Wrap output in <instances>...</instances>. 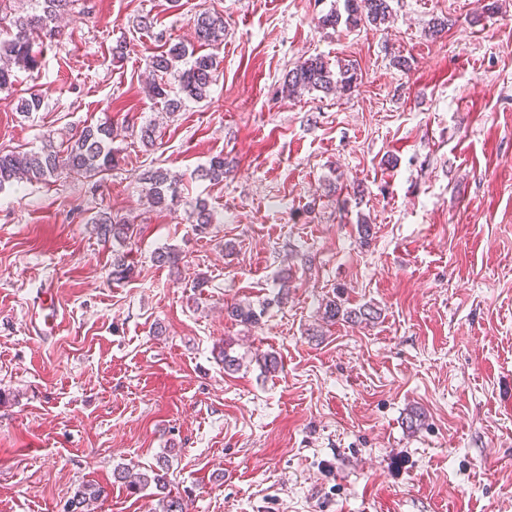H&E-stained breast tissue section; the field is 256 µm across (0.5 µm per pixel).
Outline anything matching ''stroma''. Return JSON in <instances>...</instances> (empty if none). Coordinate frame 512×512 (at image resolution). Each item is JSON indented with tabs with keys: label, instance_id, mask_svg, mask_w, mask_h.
Segmentation results:
<instances>
[{
	"label": "stroma",
	"instance_id": "35a3bbf8",
	"mask_svg": "<svg viewBox=\"0 0 512 512\" xmlns=\"http://www.w3.org/2000/svg\"><path fill=\"white\" fill-rule=\"evenodd\" d=\"M489 2L390 0L385 24L331 28L344 0H75L61 38L33 45L42 72L0 94V150L108 121L120 164L93 188L0 190V512H62L89 482L108 492L98 512H153L112 471L162 456L190 512H512V0ZM202 11L224 16L220 76L170 114L144 91L157 43L135 19L189 43ZM435 18L451 24L433 38ZM316 55L359 87L282 94ZM149 120L151 151L134 132ZM219 154L232 173L198 180ZM149 166L179 176L176 212L148 208ZM199 197L221 218L203 237ZM101 210L137 226L131 280L110 276ZM161 247L183 252L181 278L154 265ZM46 290L59 326L41 338ZM331 298L381 316L324 322ZM234 302L264 307L259 327L225 318Z\"/></svg>",
	"mask_w": 512,
	"mask_h": 512
}]
</instances>
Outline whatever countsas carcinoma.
I'll use <instances>...</instances> for the list:
<instances>
[{
    "label": "carcinoma",
    "instance_id": "cac0c4a2",
    "mask_svg": "<svg viewBox=\"0 0 512 512\" xmlns=\"http://www.w3.org/2000/svg\"><path fill=\"white\" fill-rule=\"evenodd\" d=\"M74 0H33L29 10L15 9L11 0H0V94H12L16 82L15 69L34 72L41 65V57L33 50V37L43 35L50 39L59 34L56 21L64 15ZM389 0H345L346 16L331 12L321 19L324 26L336 27L380 25L389 17ZM194 38L212 52L197 55L182 42L168 43L166 50L145 58L146 68L154 73L169 75L177 82L172 86L167 81L155 82L148 88L154 99L164 101L168 113L179 111L189 99L202 102L210 95L219 74L220 60L217 50L224 42V16L218 12L204 11L193 19ZM358 87V75L351 65H344L333 71L328 62L320 56L309 57L288 70L283 90L290 95L303 91L325 93L339 89L352 92ZM44 93L37 88L21 100L20 112L29 115L42 107ZM114 130L109 122L88 125L70 137L55 143L47 138L41 147L33 152H0V190L22 181H48L68 177H82L96 186L94 179L111 171L118 164L112 150ZM139 142L151 150L157 144L156 125L148 122L139 127ZM226 174L224 156L216 155L197 170V178L211 183L224 181ZM145 198L152 209L173 211L181 204L178 180L163 168H148L139 174ZM191 224L194 232L204 234L218 223L215 213L207 200L195 199L191 206ZM97 237L112 241V279L122 281L134 274V263L130 261L129 245L137 235L135 225L110 211H103L91 218ZM154 262L171 271H179L184 264L182 252L164 247L154 254ZM224 311L228 318L255 326L260 323L264 309L251 304L234 303ZM374 311L364 309L347 310L342 303L329 299L325 302L322 318L334 323L338 319L352 321L374 318ZM169 460L162 458L158 465L144 470L116 466L113 470L115 481L125 485L128 493L137 495L153 486L161 494L155 512H188V502L182 497L166 492V470ZM107 496L105 488L97 484H85L68 501L65 512H90L91 507Z\"/></svg>",
    "mask_w": 512,
    "mask_h": 512
}]
</instances>
